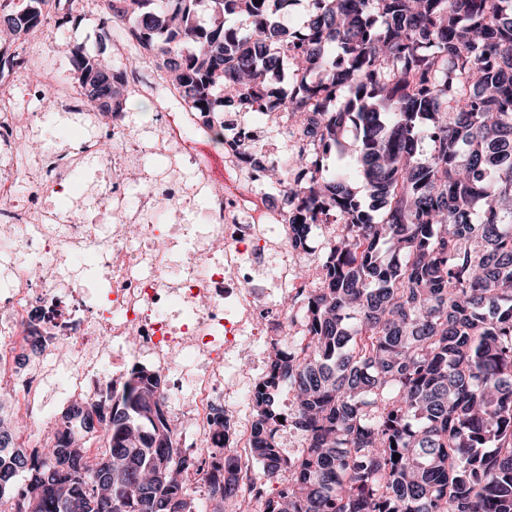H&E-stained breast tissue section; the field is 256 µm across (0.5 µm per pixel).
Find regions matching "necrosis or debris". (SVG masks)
<instances>
[{"instance_id": "necrosis-or-debris-1", "label": "necrosis or debris", "mask_w": 512, "mask_h": 512, "mask_svg": "<svg viewBox=\"0 0 512 512\" xmlns=\"http://www.w3.org/2000/svg\"><path fill=\"white\" fill-rule=\"evenodd\" d=\"M129 95L157 103L153 137L135 131L129 113L116 112L105 132L74 146H47L36 119L21 117L16 89L38 96L52 90L57 108L81 114L76 92L53 76L34 83L26 67L0 75V385L32 432L50 428L43 392L55 374L56 348L68 353L64 397L93 394L114 366L148 361L173 372L164 402L173 425L190 421L195 454L215 445L216 404L236 416L230 446L238 461L239 501L262 512L269 484L250 456V397L225 388L222 362L261 351L293 323L281 300L311 284L288 244V212L265 180V169L289 167V113L265 120L261 103L249 112H196L179 89L158 75L130 72ZM223 126L224 153L206 149L209 127ZM156 154L164 170L148 167ZM96 162L102 181L81 208L55 202L76 170ZM200 200L203 221L183 209ZM98 258L96 296L82 288L85 254Z\"/></svg>"}]
</instances>
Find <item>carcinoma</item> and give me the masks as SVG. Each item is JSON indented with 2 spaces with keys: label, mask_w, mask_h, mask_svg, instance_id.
<instances>
[{
  "label": "carcinoma",
  "mask_w": 512,
  "mask_h": 512,
  "mask_svg": "<svg viewBox=\"0 0 512 512\" xmlns=\"http://www.w3.org/2000/svg\"><path fill=\"white\" fill-rule=\"evenodd\" d=\"M48 0H0V33L22 42ZM105 0L132 41L198 112H241L247 95L286 110L327 145L295 147L292 245L311 225L341 234L304 294V336L273 349L252 391L251 454L277 492L264 512H512V0ZM205 9L211 24L197 22ZM231 18L246 24L230 25ZM306 73L284 98L267 64ZM107 54L70 51L84 104L123 112L126 71ZM358 142L356 165L323 160ZM294 392L284 414L282 383ZM162 378L145 367L74 402L53 438L27 448L0 414V501L11 512H197L187 476L203 474L224 512L238 466L177 447ZM304 436L283 453L279 431ZM103 446L90 456L85 434ZM220 444L230 435L214 418ZM399 459H394V454Z\"/></svg>",
  "instance_id": "obj_1"
}]
</instances>
